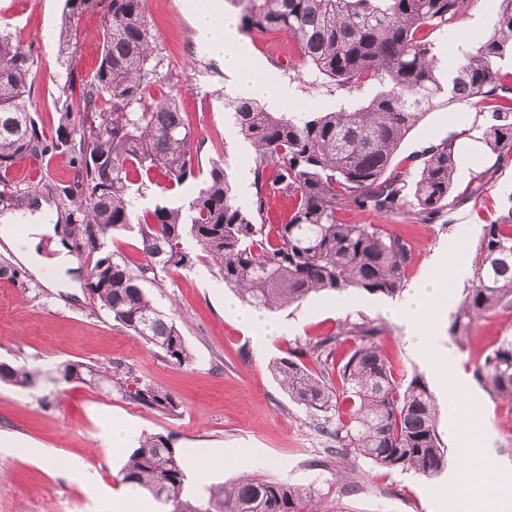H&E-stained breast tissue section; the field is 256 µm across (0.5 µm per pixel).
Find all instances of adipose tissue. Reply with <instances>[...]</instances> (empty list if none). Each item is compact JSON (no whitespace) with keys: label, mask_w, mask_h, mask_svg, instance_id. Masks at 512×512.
Listing matches in <instances>:
<instances>
[{"label":"adipose tissue","mask_w":512,"mask_h":512,"mask_svg":"<svg viewBox=\"0 0 512 512\" xmlns=\"http://www.w3.org/2000/svg\"><path fill=\"white\" fill-rule=\"evenodd\" d=\"M195 28L198 44L223 57L225 70L234 76L233 90L236 94L264 100L287 98V90L272 86L260 75L251 48L240 33L236 19L224 11L223 0H210L208 7L196 8ZM53 231V225L34 224L28 236L20 240L12 233L10 225L6 224L0 226V243L12 251L18 261L36 277L46 278L48 286L74 287L75 282L70 276L71 270L76 267L73 257L63 251L48 261L43 259L38 250L41 235ZM447 295L448 280L439 274L424 285L413 288L393 307L392 313L408 331L421 335L433 329L446 312ZM460 457L461 466L454 473L453 479L463 487L461 502L466 505L476 497L477 482H491L493 469L471 445L461 447Z\"/></svg>","instance_id":"obj_1"}]
</instances>
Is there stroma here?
<instances>
[{"instance_id":"obj_1","label":"stroma","mask_w":512,"mask_h":512,"mask_svg":"<svg viewBox=\"0 0 512 512\" xmlns=\"http://www.w3.org/2000/svg\"><path fill=\"white\" fill-rule=\"evenodd\" d=\"M499 6L500 0H473L454 29L433 35L436 52L453 59L459 49L473 47L492 29ZM144 12L161 77L155 93L175 96L193 130L194 154L205 164L221 160L237 204L249 206L255 193L253 149L237 132L229 106L231 78L223 59L196 44L193 18L183 0H144ZM69 15L66 0H0V33L31 49V98L48 132L57 125L59 85L80 82L99 63L101 31L95 15L73 16L80 48L73 58L60 57L56 38ZM247 40L266 79L288 90L278 111L327 112L348 99L347 91L313 84L286 34L255 31ZM488 123L475 107L440 109L408 135L395 157L403 165L430 144L454 138L464 157L455 175L456 191H463L483 169H496L481 196L450 200L443 216L429 224L410 223L401 213L337 209L340 222L377 224L411 244L413 262L405 288L431 278L436 255L445 256L451 266L463 257L474 259L484 225L493 223L506 206L512 194V156L499 159L486 149L481 137ZM462 291L457 283L449 289V312L439 334L469 372L475 359L512 336V306L475 324L459 342L450 327ZM231 293L201 260L165 273L162 287L153 289L163 307L174 308L176 325L193 353L192 364L178 367L117 322L93 314V297L85 288L46 287L0 253V362L40 373L28 388L0 382V512H103L112 499L121 503L123 512H156L158 505L148 492L122 481L128 449L115 452L103 445L107 415L124 420L133 434L171 437L194 466L203 452L227 449L223 466L191 478L192 491L244 476L284 480L313 487L320 512H459V499L448 488L447 471L455 466L454 450L463 443L462 437L448 433L452 415L473 422L483 458L512 471V403L492 397L474 381L464 406L449 410L451 393L437 381L435 359L418 356L413 338L388 315L392 298L356 292L340 298L332 293L271 312V320L283 331L259 348L253 330L225 314L224 298ZM360 319L380 327L379 344L398 381L408 383L416 374L425 378L439 409L445 471L425 477L332 453L333 443L320 419L291 401L273 378L270 361ZM66 361L131 367L141 383L170 393L179 409L175 415H161L107 387L64 382L56 368Z\"/></svg>"}]
</instances>
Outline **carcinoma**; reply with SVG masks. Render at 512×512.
<instances>
[{
	"label": "carcinoma",
	"mask_w": 512,
	"mask_h": 512,
	"mask_svg": "<svg viewBox=\"0 0 512 512\" xmlns=\"http://www.w3.org/2000/svg\"><path fill=\"white\" fill-rule=\"evenodd\" d=\"M143 0H67L76 13H101V56L94 74L73 99L70 81L60 87L56 135L34 117L30 98L33 58L0 35V207L16 211L35 202L36 188L6 178L19 161L66 154L73 182L53 188L67 211L69 235L88 255L105 239L137 229L144 262L131 267L99 257L87 286L97 310L184 366L193 354L173 314L149 296L159 273L190 267L187 244L217 268L224 284L256 309L281 310L321 294L356 290L394 297L404 287L413 251L403 237L376 224H343L336 203L380 214L403 212L423 224L448 208L459 157L448 138L423 152L413 171L393 164L408 134L445 105L477 106L489 116L483 143L492 153L512 152V0L490 33L445 67L431 36L450 29L469 0H240L241 26L285 32L316 76L338 88L375 87L368 99L332 112H271L257 102L233 101L235 125L255 147L251 174L255 197L239 206L224 164L213 160L197 192L180 206L157 204L135 214V199L155 174L170 186L195 180L202 164L191 151V129L175 98L151 93L156 83L152 37ZM77 29L59 34V53L79 49ZM487 168L466 196L477 198L493 179ZM292 199L286 220L273 224L268 198ZM512 304V206L483 228L476 280L462 292L451 331L465 335L479 320ZM381 329L354 322L334 336L311 339L271 371L290 399L321 416L336 452L369 459L375 466L426 477L445 464L438 409L420 375L400 385L381 352ZM355 342L340 361L339 337ZM66 382L105 380L143 407L171 415L170 394L136 384L117 365L100 370L64 362ZM473 376L486 390L512 403V339L503 338L478 358ZM37 373L0 362V381L28 388ZM136 389H131V386ZM187 464L171 439L144 433L123 467V480L146 490L170 512H306L309 486L255 477L213 485L207 495L185 494Z\"/></svg>",
	"instance_id": "obj_1"
}]
</instances>
